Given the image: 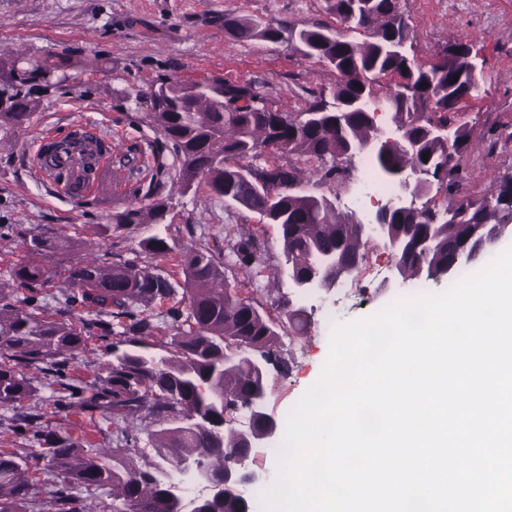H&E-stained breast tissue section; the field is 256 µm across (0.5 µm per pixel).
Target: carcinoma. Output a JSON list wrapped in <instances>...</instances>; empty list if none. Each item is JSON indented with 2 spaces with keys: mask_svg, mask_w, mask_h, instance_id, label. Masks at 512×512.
Returning <instances> with one entry per match:
<instances>
[{
  "mask_svg": "<svg viewBox=\"0 0 512 512\" xmlns=\"http://www.w3.org/2000/svg\"><path fill=\"white\" fill-rule=\"evenodd\" d=\"M354 0H325V10L349 29L369 35L363 42L349 40L328 26L304 28L296 34L299 54L331 66L337 81L332 101L324 96L306 105L312 114L306 125L296 115L268 106L258 91L224 82L220 77L180 81L171 76L157 79L149 91L150 112L145 120L162 138V147L179 162L177 181L184 192L207 194L235 203L278 227L282 253L295 249V270L306 269L310 255L335 249L365 259L360 225L336 212L324 195L289 190L300 184V164L322 163L320 180L333 182L346 168L336 164L341 155L361 153L370 137L372 112L369 103L384 89L391 90V110L405 118L400 125L409 146L406 153L390 152L373 157L379 170L399 165L410 172H423V155L435 159L448 150L457 157L432 180L446 185L453 194L464 179L467 165L466 129L456 127L455 141L448 145L435 128L452 123L454 114L474 98L480 85L467 58L455 55L447 68L419 64L415 58L397 56L392 44L411 39V30L398 0H366V11L351 14ZM224 32L236 41H269L282 34L270 22L224 16ZM458 81H453V78ZM67 80L63 64L43 59L0 56V120L17 127L29 120L33 89L55 88ZM428 87L420 88L421 83ZM414 93L402 97L397 86ZM437 99L439 106L424 111V102ZM277 146L271 154L259 151L262 144ZM280 180L285 189L271 194L269 179ZM494 206L476 199L465 209L450 205L437 209L426 204L412 213H394L387 230L411 248L399 256L405 272L434 284L454 283L480 263H455L457 253L474 247L475 231L488 224L498 229L499 241L512 239V176L496 189ZM170 205L153 199L112 212L104 233L130 231L143 224H165ZM28 251L48 256L64 253L75 243L42 232L24 240ZM177 243L165 233H154L138 242L133 256L110 262L103 256L83 258L64 269L65 300L92 306L95 314L80 328L64 319L37 312L39 295L54 282L57 272L40 263L17 264L11 286L0 285V406L19 405L31 399L36 387L22 366L41 363L54 379L55 404L61 410L77 403L90 415L110 413L130 421L161 424L157 459L150 460L138 448L136 436L126 448L85 449L61 431L45 434L49 468L59 483L54 492V512H74L72 490L112 486V503L135 499L142 512H182L181 499L169 495L170 467H179L186 456L208 460L221 477L228 454L241 447L237 416L246 411L247 400L266 392L268 376L254 362L259 353L272 360L278 374H289L293 360L283 349L281 325L234 289L224 288V264L209 248L180 250L183 274L182 297L187 309L172 306L166 317L175 330L166 353L151 351L157 332L148 310L156 301L169 298L177 288L160 272L140 266L142 256L165 257ZM235 265L249 270L257 259L254 243L242 238L233 248ZM29 295L20 298L15 288ZM121 326L118 344L121 357L108 360L93 385L81 389L67 382L66 367L74 355L87 347L88 337L112 335L113 321ZM223 398L220 408L216 398ZM202 412L195 427L184 423L190 410ZM224 426V447L211 440V426ZM26 458L0 453V512H28L32 485L25 477ZM197 512H255L252 499L230 494L221 503L201 500Z\"/></svg>",
  "mask_w": 512,
  "mask_h": 512,
  "instance_id": "1",
  "label": "carcinoma"
}]
</instances>
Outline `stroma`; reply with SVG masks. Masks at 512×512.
I'll use <instances>...</instances> for the list:
<instances>
[{
  "mask_svg": "<svg viewBox=\"0 0 512 512\" xmlns=\"http://www.w3.org/2000/svg\"><path fill=\"white\" fill-rule=\"evenodd\" d=\"M324 0H0V54L17 51L32 58L82 59L67 71L58 89L38 95L37 106L22 128L0 123V284L9 282L15 264L29 260L24 233L38 230L74 240V251L45 258L60 270L86 254L110 252L128 258L138 241L153 234L145 225L134 233L104 236L112 212L158 193L172 204L169 236L184 247H208L224 259V275L243 296L275 317L305 310L303 332L284 328L286 348L295 358L288 376H270L265 411L275 420L288 413L318 378L329 354L333 323L369 316L397 295H419L417 281H397L393 265L363 288L308 296L298 295L280 270L282 242L275 225L235 204L218 202L203 192L181 194L173 178L177 166L160 150L159 134L142 117L148 92L162 75L183 80L208 76L248 86L264 95L272 108L301 111L315 96L330 93L337 75L329 65L304 59L291 39L271 44L238 42L224 32L225 15L272 22L284 31L312 25L337 28L345 38L364 41L365 33L338 25ZM412 33L413 53L430 64L435 53L466 40L486 81L455 122L469 132V176L460 195H491L512 174V0H400ZM108 139L104 162L116 173L107 193L90 188L82 197L62 195L56 180L40 178L32 155L44 138L73 130ZM251 237L258 263L242 273L228 257L239 237ZM26 373L37 389L21 407L0 406V452L28 457L33 485L29 512H52L57 478L40 460L37 434L64 429L87 448H120L128 433L141 447L152 441L143 424L106 416H89L79 406L61 411L54 405L52 379L40 367ZM32 415L33 435H19L11 424L17 415Z\"/></svg>",
  "mask_w": 512,
  "mask_h": 512,
  "instance_id": "obj_1",
  "label": "stroma"
}]
</instances>
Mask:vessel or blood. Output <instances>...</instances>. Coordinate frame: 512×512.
<instances>
[{
	"instance_id": "vessel-or-blood-1",
	"label": "vessel or blood",
	"mask_w": 512,
	"mask_h": 512,
	"mask_svg": "<svg viewBox=\"0 0 512 512\" xmlns=\"http://www.w3.org/2000/svg\"><path fill=\"white\" fill-rule=\"evenodd\" d=\"M95 136H84L80 143H70L68 138H61L60 146L56 152L49 153L43 149H36L34 162L41 175L52 177L59 172L66 171L70 174L69 182L63 183L61 191L63 194H77L85 190L83 180V165L91 163L95 169H102V159L97 149Z\"/></svg>"
}]
</instances>
